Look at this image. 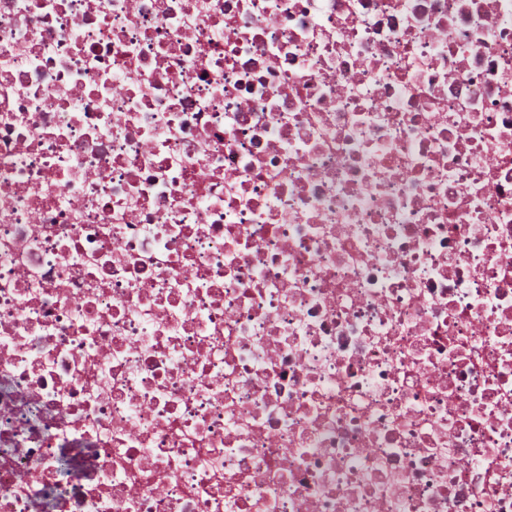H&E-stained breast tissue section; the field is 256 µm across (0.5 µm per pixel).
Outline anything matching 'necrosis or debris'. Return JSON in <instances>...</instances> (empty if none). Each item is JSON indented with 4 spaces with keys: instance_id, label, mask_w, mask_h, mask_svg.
I'll return each instance as SVG.
<instances>
[{
    "instance_id": "obj_1",
    "label": "necrosis or debris",
    "mask_w": 512,
    "mask_h": 512,
    "mask_svg": "<svg viewBox=\"0 0 512 512\" xmlns=\"http://www.w3.org/2000/svg\"><path fill=\"white\" fill-rule=\"evenodd\" d=\"M0 512H512V0H0Z\"/></svg>"
}]
</instances>
